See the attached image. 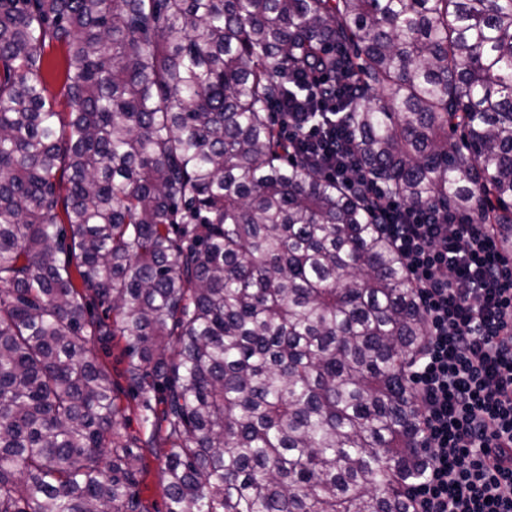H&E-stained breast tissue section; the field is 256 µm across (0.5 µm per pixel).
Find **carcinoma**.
Listing matches in <instances>:
<instances>
[{
	"mask_svg": "<svg viewBox=\"0 0 512 512\" xmlns=\"http://www.w3.org/2000/svg\"><path fill=\"white\" fill-rule=\"evenodd\" d=\"M307 75L369 179L512 254V0H0V512H149L117 336L166 512L412 510L425 319L370 199L289 155ZM91 357L98 365L105 368L112 374L114 382L115 395L118 402L125 409V419L123 423L126 425V431L131 435H139L143 438L138 420L137 400L134 399L128 382L123 374L125 363L122 359L123 341L118 338L109 344H102L97 339L90 345Z\"/></svg>",
	"mask_w": 512,
	"mask_h": 512,
	"instance_id": "1",
	"label": "carcinoma"
}]
</instances>
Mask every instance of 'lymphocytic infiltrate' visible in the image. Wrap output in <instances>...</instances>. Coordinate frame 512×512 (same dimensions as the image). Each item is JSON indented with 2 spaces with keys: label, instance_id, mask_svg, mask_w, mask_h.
Returning a JSON list of instances; mask_svg holds the SVG:
<instances>
[{
  "label": "lymphocytic infiltrate",
  "instance_id": "1",
  "mask_svg": "<svg viewBox=\"0 0 512 512\" xmlns=\"http://www.w3.org/2000/svg\"><path fill=\"white\" fill-rule=\"evenodd\" d=\"M292 150L323 174L379 200L381 228L402 258L427 336L408 376L427 446L412 512H512V259L483 224L411 208L360 174L358 148L333 127L307 128L281 107Z\"/></svg>",
  "mask_w": 512,
  "mask_h": 512
}]
</instances>
